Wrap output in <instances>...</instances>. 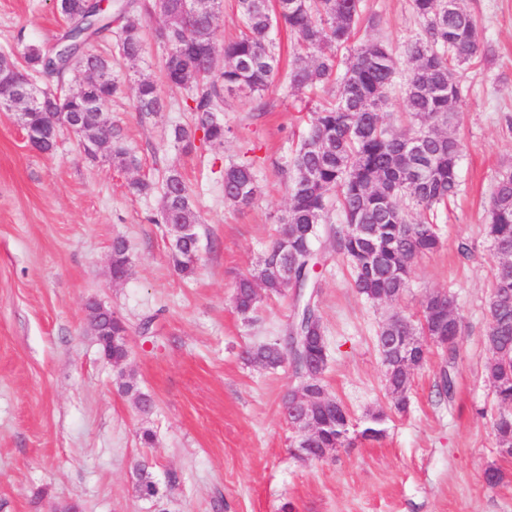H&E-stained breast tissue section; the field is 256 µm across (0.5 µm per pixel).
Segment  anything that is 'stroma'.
<instances>
[{"instance_id":"obj_1","label":"stroma","mask_w":512,"mask_h":512,"mask_svg":"<svg viewBox=\"0 0 512 512\" xmlns=\"http://www.w3.org/2000/svg\"><path fill=\"white\" fill-rule=\"evenodd\" d=\"M476 19L484 53L460 72L451 132L467 146L459 191L439 210L441 249L419 259L397 305L359 295L330 234L315 244L325 265L317 296L328 358L323 382L352 417L350 442L321 462L295 452L283 413L294 386L290 366L246 361L248 347L284 341L293 291L264 299L250 316L232 303L236 281L272 243L287 208L288 161L304 135L313 100L279 73L262 104L227 98L223 146H174L188 123L187 92L162 84L164 44L146 34L139 61L114 40L89 50L112 58L122 93L108 117L158 175L177 168L201 215L196 275L179 276L159 197L128 193L129 171L108 151L85 156L76 137L50 154L31 150L12 113L0 109V512H512V458H500L482 408L492 405L483 366L492 249L483 226L497 173L512 166V0H461ZM65 27L52 0H0V50L21 55L53 44ZM421 31L411 0H362L355 44L385 40L401 73ZM160 82L167 108L148 123L134 110V74ZM251 164L252 204L224 202V167ZM129 248L124 280L109 276L113 239ZM468 256H461V246ZM457 300L456 356L431 350L397 413L384 388L377 331L393 311L417 314L431 291ZM97 298L127 328L129 355L105 362L87 332L84 306ZM151 329H144V321ZM453 399L436 395L444 368ZM135 380L153 401L140 409L121 386ZM388 413L385 435L365 440L373 412ZM155 436L152 447L143 431ZM147 463L160 498L137 496L132 472ZM502 468L497 487L484 480Z\"/></svg>"}]
</instances>
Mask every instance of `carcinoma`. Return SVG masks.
<instances>
[{
	"label": "carcinoma",
	"instance_id": "carcinoma-1",
	"mask_svg": "<svg viewBox=\"0 0 512 512\" xmlns=\"http://www.w3.org/2000/svg\"><path fill=\"white\" fill-rule=\"evenodd\" d=\"M223 0H214L196 13L183 10V0H114L108 8L97 0H61L57 10L68 22L67 30L50 48L27 47L23 62L0 51V69H20L45 85L81 81L82 95L55 96L47 89L40 106L32 111L31 127L69 121L74 115L86 126L97 122L121 86L109 60L89 53L88 45L112 33L118 50L130 62L144 50L143 19L154 21V35L175 50L164 60L163 74L170 86L189 90L184 111L191 121L176 125L171 135L189 151L197 133L211 146H221L231 129L218 114L228 97L242 96L260 101L273 85L280 57L270 37L275 26L287 29L295 40L289 85L296 91L316 92L334 82V101L316 106L308 131L293 153L289 165L287 210L278 224L276 239L248 275L234 286L233 304L243 316L256 309L262 296L280 295L286 278L312 276L311 255L320 238L322 224L337 200L343 223L330 228L336 254L352 270L356 291L372 301H397L406 290L413 266L420 257L441 247L433 216L448 204L459 185V162L465 145L448 131L449 114L460 97L459 69L471 64L482 52L475 18L460 0H413L421 21L422 35L410 48L411 72L404 84V106L417 128L396 133L386 122V108L396 86L398 63L389 45L372 40L345 59L338 51L351 42L361 14V0H274L255 8L252 0H239L245 32L233 41L221 42L215 22ZM167 107L158 85L140 78L135 86V109L145 122ZM110 156L119 168L135 169L138 160L123 142L120 130L109 127ZM133 195L159 192L162 223L190 226L185 237L172 239L171 258L183 277L196 274L200 257L201 216L181 173L164 171L161 186L133 178L128 182ZM257 192L255 173L248 164L224 167V201L247 206ZM486 235L491 241L494 273L490 294L497 299L489 308L485 343L489 357L484 373L493 406L482 410L489 417L495 445L512 446V168L501 170L490 198ZM130 265L127 243L112 241V271L116 278L127 276ZM422 318L413 330L403 328L406 317L382 323L381 336H454L448 344L453 354L462 333V322L451 291L434 290L421 303ZM296 323H307L308 336L296 340L288 333L284 342H268L245 352L247 360L268 369L290 363L295 376L306 366L323 362L326 346L318 310L295 315ZM98 328L100 353L119 363L128 356L126 324L104 309L93 315ZM385 389L394 409H407L400 394L410 390L411 366L399 362L384 366ZM125 393L135 397L143 409L152 407L149 395L127 381ZM316 433L296 436L298 448H337L349 430L347 407L318 405L312 411ZM387 419L380 410L370 415L362 436L379 440ZM135 491L151 500L162 494L147 466L134 469Z\"/></svg>",
	"mask_w": 512,
	"mask_h": 512
}]
</instances>
